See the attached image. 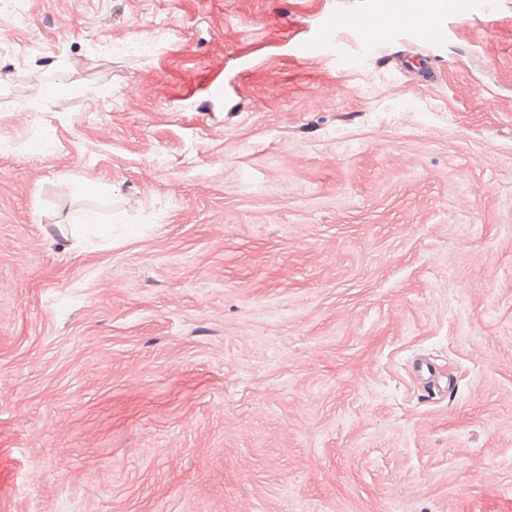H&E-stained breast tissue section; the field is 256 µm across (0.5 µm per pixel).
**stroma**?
<instances>
[{"label": "stroma", "instance_id": "obj_1", "mask_svg": "<svg viewBox=\"0 0 512 512\" xmlns=\"http://www.w3.org/2000/svg\"><path fill=\"white\" fill-rule=\"evenodd\" d=\"M365 5L0 15V512L512 496V0L413 76ZM336 30V19L334 16H325L320 29L310 39L303 42L300 51L303 53H319L328 47L329 38Z\"/></svg>", "mask_w": 512, "mask_h": 512}]
</instances>
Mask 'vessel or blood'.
Returning a JSON list of instances; mask_svg holds the SVG:
<instances>
[{
    "instance_id": "obj_1",
    "label": "vessel or blood",
    "mask_w": 512,
    "mask_h": 512,
    "mask_svg": "<svg viewBox=\"0 0 512 512\" xmlns=\"http://www.w3.org/2000/svg\"><path fill=\"white\" fill-rule=\"evenodd\" d=\"M473 10V0H369L353 25L365 44L396 39L410 45L411 53L400 59L398 66L412 71L421 61L419 48L437 45L448 34L449 20ZM335 30V17H324L318 32L301 44V52L325 51ZM462 512H512V498L490 486L481 494L466 498Z\"/></svg>"
}]
</instances>
